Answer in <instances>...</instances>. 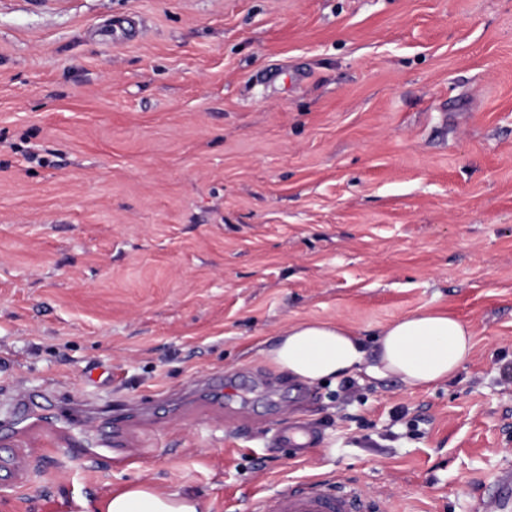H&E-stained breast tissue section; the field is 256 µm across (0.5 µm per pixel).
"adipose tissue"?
I'll list each match as a JSON object with an SVG mask.
<instances>
[{"label": "adipose tissue", "mask_w": 512, "mask_h": 512, "mask_svg": "<svg viewBox=\"0 0 512 512\" xmlns=\"http://www.w3.org/2000/svg\"><path fill=\"white\" fill-rule=\"evenodd\" d=\"M469 326L454 315L422 310L380 330L374 345L341 323L307 319L283 328L261 354L276 373L310 385H335L357 372L409 387L447 381L471 359ZM97 512H208L206 502L178 491L132 484L113 490Z\"/></svg>", "instance_id": "adipose-tissue-1"}]
</instances>
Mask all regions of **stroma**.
<instances>
[{"instance_id": "35a3bbf8", "label": "stroma", "mask_w": 512, "mask_h": 512, "mask_svg": "<svg viewBox=\"0 0 512 512\" xmlns=\"http://www.w3.org/2000/svg\"><path fill=\"white\" fill-rule=\"evenodd\" d=\"M467 321L409 388L275 373L304 319ZM232 374L90 468L0 446V512L130 483L249 512L343 479L385 512H473L512 472V0H0V417L22 390L121 404ZM321 428L275 448L283 411ZM197 388L206 391L219 401L224 400L226 390L229 388L227 382H224L222 374H213L204 379H195L186 387L185 394L191 393Z\"/></svg>"}]
</instances>
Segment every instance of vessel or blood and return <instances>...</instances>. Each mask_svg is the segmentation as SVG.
<instances>
[{
    "instance_id": "b4317fda",
    "label": "vessel or blood",
    "mask_w": 512,
    "mask_h": 512,
    "mask_svg": "<svg viewBox=\"0 0 512 512\" xmlns=\"http://www.w3.org/2000/svg\"><path fill=\"white\" fill-rule=\"evenodd\" d=\"M136 412L131 404L114 408L91 402L60 410L22 391L13 401L6 427L16 437L32 429L42 431L69 454L94 463L113 451L111 439L99 437V430L121 432ZM318 439L317 426L302 420H281L274 435L276 446L301 453ZM253 512H380V508L361 491L342 483L301 479L288 481L258 499Z\"/></svg>"
}]
</instances>
